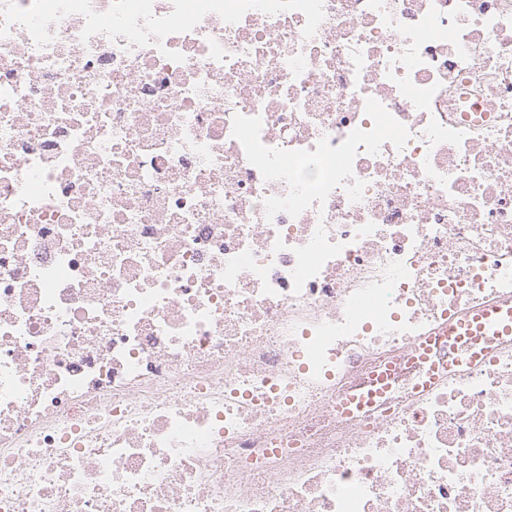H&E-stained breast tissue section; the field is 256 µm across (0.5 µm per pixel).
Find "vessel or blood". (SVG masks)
Listing matches in <instances>:
<instances>
[{
  "mask_svg": "<svg viewBox=\"0 0 512 512\" xmlns=\"http://www.w3.org/2000/svg\"><path fill=\"white\" fill-rule=\"evenodd\" d=\"M512 335V303L496 302L459 318L448 329V342L458 349L459 362L471 364L485 356L492 339Z\"/></svg>",
  "mask_w": 512,
  "mask_h": 512,
  "instance_id": "b4317fda",
  "label": "vessel or blood"
}]
</instances>
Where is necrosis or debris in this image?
Here are the masks:
<instances>
[{"instance_id":"1","label":"necrosis or debris","mask_w":512,"mask_h":512,"mask_svg":"<svg viewBox=\"0 0 512 512\" xmlns=\"http://www.w3.org/2000/svg\"><path fill=\"white\" fill-rule=\"evenodd\" d=\"M512 0H0V512H512ZM512 335V303L496 302L459 318L444 334L456 345L459 362L472 364L489 351L490 341Z\"/></svg>"}]
</instances>
